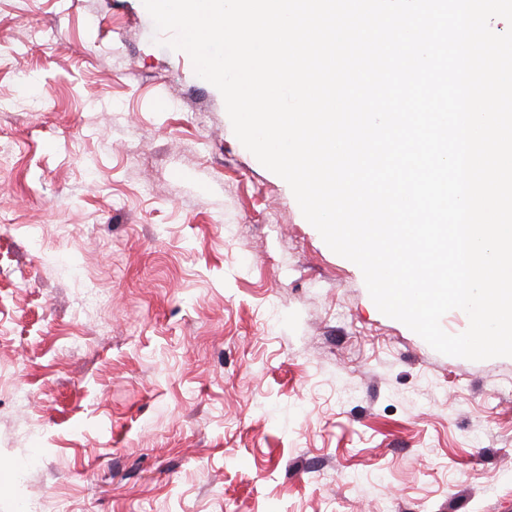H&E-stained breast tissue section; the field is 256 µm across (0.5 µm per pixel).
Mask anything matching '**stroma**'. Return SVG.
I'll list each match as a JSON object with an SVG mask.
<instances>
[{
    "mask_svg": "<svg viewBox=\"0 0 512 512\" xmlns=\"http://www.w3.org/2000/svg\"><path fill=\"white\" fill-rule=\"evenodd\" d=\"M0 512H512V357L383 315L142 0H0Z\"/></svg>",
    "mask_w": 512,
    "mask_h": 512,
    "instance_id": "35a3bbf8",
    "label": "stroma"
}]
</instances>
